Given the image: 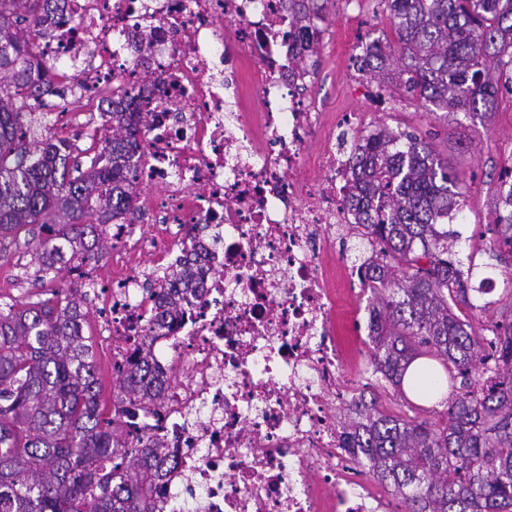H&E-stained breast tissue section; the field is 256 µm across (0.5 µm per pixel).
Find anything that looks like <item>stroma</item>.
<instances>
[{"mask_svg": "<svg viewBox=\"0 0 512 512\" xmlns=\"http://www.w3.org/2000/svg\"><path fill=\"white\" fill-rule=\"evenodd\" d=\"M323 15L326 31L314 56V88L320 102L329 112L367 103L376 88V80H369L364 86L353 84L346 77V69L355 49L363 42L391 36L385 4L383 0H367L365 14L355 26L350 24L341 0H326ZM386 94L397 106L374 117V124L425 138L434 156L463 178L460 211L453 224L461 234L456 250L459 259H473L480 277L490 278L494 288L487 294L469 292L467 299L456 300L453 310L476 328L485 320H498L502 311L512 306V291L504 287L505 279L512 276V258L498 257L496 236L489 225L494 221L493 201L506 159L504 150L512 144V95H504L494 116L471 119L429 111L395 87L387 89ZM40 235L36 226L21 232L20 244L11 247L7 261H0V299L34 302L48 298L53 292H68L69 272H61L50 281L38 280L34 275L31 251L25 243L38 240ZM84 333L97 345L95 355L103 385V403L111 405L118 381L111 362L99 348L101 321L93 298L88 301Z\"/></svg>", "mask_w": 512, "mask_h": 512, "instance_id": "stroma-1", "label": "stroma"}]
</instances>
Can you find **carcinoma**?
Wrapping results in <instances>:
<instances>
[{
	"mask_svg": "<svg viewBox=\"0 0 512 512\" xmlns=\"http://www.w3.org/2000/svg\"><path fill=\"white\" fill-rule=\"evenodd\" d=\"M396 41L369 43L363 69L448 114L489 117L512 95V0H384ZM301 24L318 0H284ZM66 22L63 0H0V241L38 224L32 248L39 279L79 259L99 261L106 225L137 210L129 159L141 141L131 102L112 101L83 164L71 144L27 138L57 63L36 55L51 23ZM347 199L382 261L364 266L370 282L373 372L405 401L409 367L430 356L447 370L446 422L381 409L378 396L348 405L343 428L360 459L400 496L407 512H512V321L494 336L475 332L452 311L466 298L473 267L462 268L460 175L410 132L376 130L352 158ZM498 245L512 254V182L500 180L494 201ZM171 288H153L157 308L147 324L158 336L183 317L178 288L195 272L185 254L170 269ZM86 294L23 305L0 303V512H156L154 493L174 464L157 438H142L118 404L144 408L160 397L145 343L116 366L112 416L100 403L98 365L84 335Z\"/></svg>",
	"mask_w": 512,
	"mask_h": 512,
	"instance_id": "cac0c4a2",
	"label": "carcinoma"
}]
</instances>
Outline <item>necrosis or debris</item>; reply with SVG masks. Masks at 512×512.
Masks as SVG:
<instances>
[{
	"instance_id": "1",
	"label": "necrosis or debris",
	"mask_w": 512,
	"mask_h": 512,
	"mask_svg": "<svg viewBox=\"0 0 512 512\" xmlns=\"http://www.w3.org/2000/svg\"><path fill=\"white\" fill-rule=\"evenodd\" d=\"M64 12L37 53L87 58L79 84L94 112L113 91L133 97L147 130L131 187L160 217L108 225L120 268L109 284L70 269L75 287L102 288L113 363L141 347L156 306L128 254L155 267L191 253L200 281L184 320L153 339L161 395L137 418L177 462L163 512H380L336 416L362 390L339 306L365 279L360 264L326 261L361 230L346 199L368 113L323 112L282 0H65Z\"/></svg>"
}]
</instances>
